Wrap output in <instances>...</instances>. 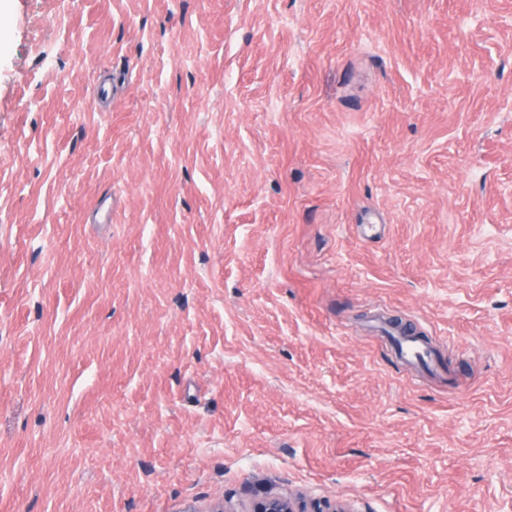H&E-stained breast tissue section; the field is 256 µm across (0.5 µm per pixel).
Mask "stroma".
<instances>
[{
    "label": "stroma",
    "mask_w": 512,
    "mask_h": 512,
    "mask_svg": "<svg viewBox=\"0 0 512 512\" xmlns=\"http://www.w3.org/2000/svg\"><path fill=\"white\" fill-rule=\"evenodd\" d=\"M270 491L512 512V0H0V512ZM399 351L401 357L408 363H433L431 352L418 340L411 338L400 339Z\"/></svg>",
    "instance_id": "35a3bbf8"
}]
</instances>
